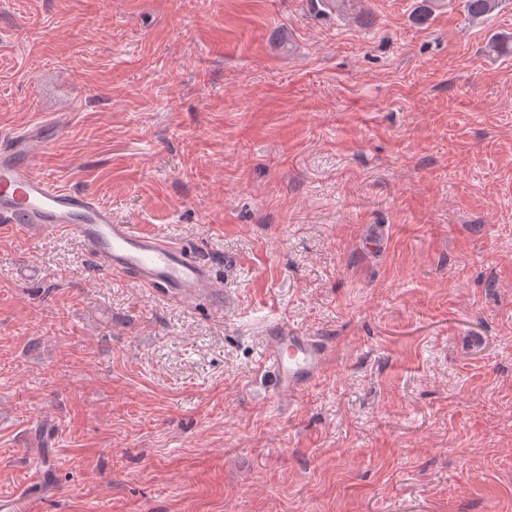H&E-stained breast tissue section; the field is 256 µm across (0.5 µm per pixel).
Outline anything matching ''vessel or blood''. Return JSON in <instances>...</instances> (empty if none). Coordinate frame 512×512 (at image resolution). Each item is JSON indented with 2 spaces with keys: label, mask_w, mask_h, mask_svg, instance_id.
Segmentation results:
<instances>
[{
  "label": "vessel or blood",
  "mask_w": 512,
  "mask_h": 512,
  "mask_svg": "<svg viewBox=\"0 0 512 512\" xmlns=\"http://www.w3.org/2000/svg\"><path fill=\"white\" fill-rule=\"evenodd\" d=\"M45 141L36 133L0 136V222L41 235L63 228L113 273L175 301L218 298L210 264L173 240L138 233L81 190L53 186L37 171ZM262 343L269 388L286 396L314 384L326 357L321 337L287 322L271 324Z\"/></svg>",
  "instance_id": "obj_1"
}]
</instances>
